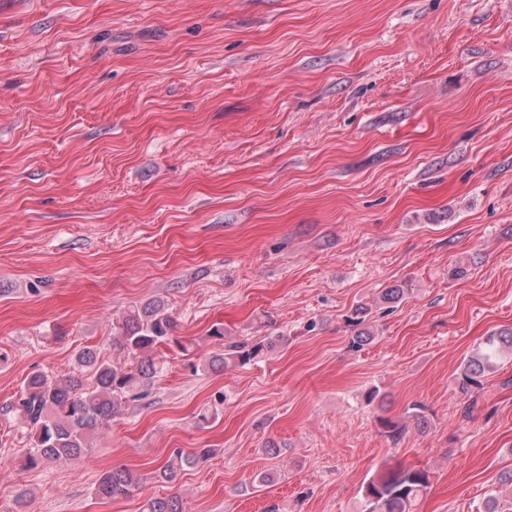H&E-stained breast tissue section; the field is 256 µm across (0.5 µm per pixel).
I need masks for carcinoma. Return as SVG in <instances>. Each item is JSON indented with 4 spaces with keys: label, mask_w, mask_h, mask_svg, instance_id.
I'll return each mask as SVG.
<instances>
[{
    "label": "carcinoma",
    "mask_w": 512,
    "mask_h": 512,
    "mask_svg": "<svg viewBox=\"0 0 512 512\" xmlns=\"http://www.w3.org/2000/svg\"><path fill=\"white\" fill-rule=\"evenodd\" d=\"M407 288L391 286L382 289L380 304L402 301ZM176 327L171 314L161 302H148L128 309L122 322L115 326L112 346L134 358L130 365H115L101 356L99 349L84 347L76 355V372L53 379L34 373L26 381L13 409L19 423L31 429L34 446L25 452L29 467L45 461L62 464L86 458L92 450V438L110 427L123 404L147 395L163 370V363L151 353L167 343ZM210 337L224 341V352L209 360V367L229 363L245 365L263 354L266 346L245 342H228L224 329L216 327ZM512 351V331L486 337L483 347L463 364L457 377L461 393L468 395L482 385L481 378L494 372L504 349ZM212 448L181 450L170 454L158 469L157 478L172 482L178 472L208 459ZM139 485V478L126 468L116 467L99 479L95 493L101 498L129 495ZM430 485V472L423 467L387 466L364 485L366 512H414L417 501ZM512 500V469L502 473L499 486L484 499L482 512H505L502 498ZM143 512H182L176 496L155 497L143 505Z\"/></svg>",
    "instance_id": "cac0c4a2"
}]
</instances>
